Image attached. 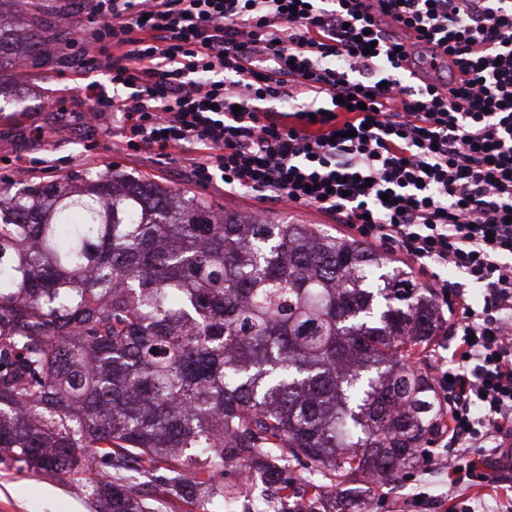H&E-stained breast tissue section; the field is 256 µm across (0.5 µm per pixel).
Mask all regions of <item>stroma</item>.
Segmentation results:
<instances>
[{
  "mask_svg": "<svg viewBox=\"0 0 512 512\" xmlns=\"http://www.w3.org/2000/svg\"><path fill=\"white\" fill-rule=\"evenodd\" d=\"M48 32L67 41L88 26L85 0H32ZM86 76L75 73L63 53L35 61L33 67L6 69L0 75V153L24 157L30 167L27 183H48L74 173L120 171L180 189L216 207L268 221L288 219L299 224H329L330 219L306 207L281 208L248 195L227 197L196 185L181 159L158 163L130 157L112 146L111 123L78 124L85 108L79 88ZM41 126L43 139H33L32 126ZM493 485L467 488L476 512H512V501L496 494L495 484L512 486V469L494 467ZM448 481L443 471L417 468L389 485H371L362 494L363 512H415L414 494L425 491L445 496ZM0 512H90L86 496L60 478L35 475L0 464Z\"/></svg>",
  "mask_w": 512,
  "mask_h": 512,
  "instance_id": "1",
  "label": "stroma"
}]
</instances>
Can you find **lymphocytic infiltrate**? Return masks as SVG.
<instances>
[{"instance_id": "f902f5d3", "label": "lymphocytic infiltrate", "mask_w": 512, "mask_h": 512, "mask_svg": "<svg viewBox=\"0 0 512 512\" xmlns=\"http://www.w3.org/2000/svg\"><path fill=\"white\" fill-rule=\"evenodd\" d=\"M378 3L88 0L70 57L104 75L86 112L126 151L315 209L401 251L439 299L445 270L481 285L482 305L457 294L433 380L452 446L512 458V0ZM488 480L450 466L448 512H475L458 491Z\"/></svg>"}]
</instances>
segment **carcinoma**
I'll list each match as a JSON object with an SVG mask.
<instances>
[{
    "instance_id": "cac0c4a2",
    "label": "carcinoma",
    "mask_w": 512,
    "mask_h": 512,
    "mask_svg": "<svg viewBox=\"0 0 512 512\" xmlns=\"http://www.w3.org/2000/svg\"><path fill=\"white\" fill-rule=\"evenodd\" d=\"M0 70L44 51L5 23ZM408 266L321 224L219 213L121 172L0 193V463L94 512H153L145 474L205 510L237 461L309 510L415 466L443 405L442 321ZM303 467L299 486L271 463Z\"/></svg>"
}]
</instances>
